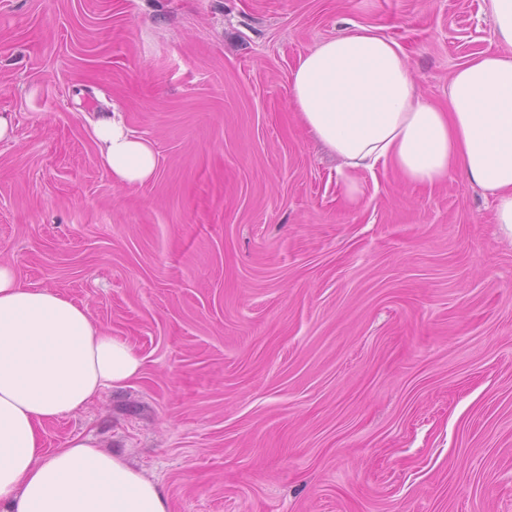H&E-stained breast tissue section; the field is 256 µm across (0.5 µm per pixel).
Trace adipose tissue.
Here are the masks:
<instances>
[{
  "instance_id": "1",
  "label": "adipose tissue",
  "mask_w": 512,
  "mask_h": 512,
  "mask_svg": "<svg viewBox=\"0 0 512 512\" xmlns=\"http://www.w3.org/2000/svg\"><path fill=\"white\" fill-rule=\"evenodd\" d=\"M497 48L458 68L448 107L419 93L402 45L356 25L318 42L292 72L300 123L340 160L344 192L354 174L389 168L415 186L462 174L493 199L494 221L512 237V0H485ZM113 180L153 179L151 142L121 113L95 124ZM130 344L95 322L87 306L23 285L0 264V512H170L163 489L125 456L74 437L45 451L44 423L85 407L141 371Z\"/></svg>"
}]
</instances>
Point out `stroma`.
Masks as SVG:
<instances>
[{"label": "stroma", "mask_w": 512, "mask_h": 512, "mask_svg": "<svg viewBox=\"0 0 512 512\" xmlns=\"http://www.w3.org/2000/svg\"><path fill=\"white\" fill-rule=\"evenodd\" d=\"M424 97L496 49L484 0H0V263L85 303L138 377L45 424L170 512H512V240L461 174H359L303 128L300 57L351 25ZM105 112L151 141L120 184ZM104 166L119 183H145L153 179L156 155L151 142L134 135L121 113L103 115L95 124Z\"/></svg>", "instance_id": "1"}]
</instances>
